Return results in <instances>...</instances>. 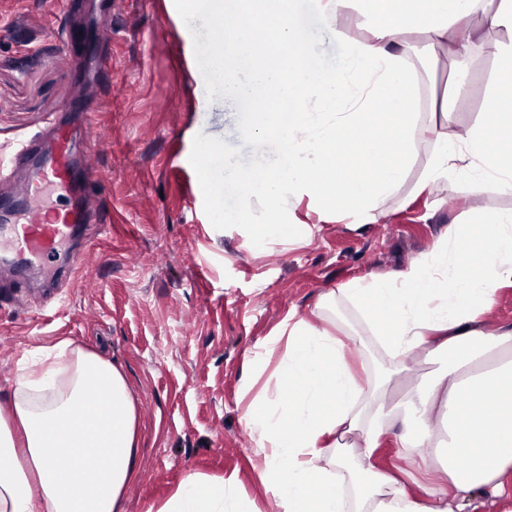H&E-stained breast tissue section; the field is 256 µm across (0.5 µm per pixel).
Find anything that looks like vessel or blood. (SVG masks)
<instances>
[{"mask_svg":"<svg viewBox=\"0 0 512 512\" xmlns=\"http://www.w3.org/2000/svg\"><path fill=\"white\" fill-rule=\"evenodd\" d=\"M195 35L206 43L215 60H223L224 42L220 28L207 25L196 29ZM58 38L73 49L102 57L109 54L103 40L85 37L68 28L60 31ZM106 144L103 136L94 134L88 147L78 153L67 133L57 128L48 141L32 139L22 143L9 158L0 157V176L20 169L28 173L12 196L0 197V213L8 215L6 226H0V235L9 238L6 253L0 255L1 262L11 265L19 274L35 266L50 265L59 244L70 238L79 225L89 223L94 216L100 222H111L110 206H102L94 214L77 201L65 208L49 206L41 196L42 188L47 186L70 192L103 193L109 177L98 167L96 157Z\"/></svg>","mask_w":512,"mask_h":512,"instance_id":"b4317fda","label":"vessel or blood"}]
</instances>
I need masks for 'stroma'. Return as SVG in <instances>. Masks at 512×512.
Segmentation results:
<instances>
[{"label":"stroma","instance_id":"stroma-1","mask_svg":"<svg viewBox=\"0 0 512 512\" xmlns=\"http://www.w3.org/2000/svg\"><path fill=\"white\" fill-rule=\"evenodd\" d=\"M79 2L0 0V146L92 122L109 142L99 165L112 206L111 228L84 225L61 245L64 258L92 254L70 281L52 266L32 269L21 307L0 287V402L37 348L71 339L121 365L136 397L138 478L125 512H148L191 471L237 475L263 500L238 401L250 351L289 310L311 317L323 294L406 267L449 225L487 223L512 209V196H415L421 156L388 215L370 224L320 221L306 201L273 214L287 233L215 220L194 162L199 143L268 155L279 140H242L237 93L203 75L183 27L199 0H119L108 17L98 0ZM78 19L111 29L110 63L65 55L56 31ZM426 68L459 88L449 135L478 124L493 57L440 47ZM329 317L352 337V360L382 371L384 352L353 307L337 300Z\"/></svg>","mask_w":512,"mask_h":512}]
</instances>
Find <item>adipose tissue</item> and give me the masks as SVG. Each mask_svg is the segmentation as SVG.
<instances>
[{
    "instance_id": "obj_1",
    "label": "adipose tissue",
    "mask_w": 512,
    "mask_h": 512,
    "mask_svg": "<svg viewBox=\"0 0 512 512\" xmlns=\"http://www.w3.org/2000/svg\"><path fill=\"white\" fill-rule=\"evenodd\" d=\"M231 19L223 63L200 53L218 86L238 63L262 60L271 111L254 124L278 125L282 169L258 189L240 172L219 182L243 187L256 205L310 199L325 221L358 215L373 222L406 180L421 151L429 159L419 192L512 193V37L486 42L497 61L480 123L456 138L446 128L447 97L423 79L425 49L460 40L476 17L512 34V0H208ZM350 14L355 30L339 25ZM332 32L335 56L319 57L317 32ZM318 100L316 113L289 99ZM512 285V211L474 229L451 225L430 251L385 276L351 281L338 294L375 329L407 384L390 394L372 374L358 376L335 326L289 311L246 359L239 387L250 458L277 512H479L512 499V325L487 330L483 316ZM279 353L276 367L267 358ZM442 361L427 376L414 366ZM139 420L121 366L62 339L40 348L0 406V512H124L136 479ZM396 434L398 457L438 463L419 492L374 457ZM148 512H262L236 476L186 474Z\"/></svg>"
}]
</instances>
